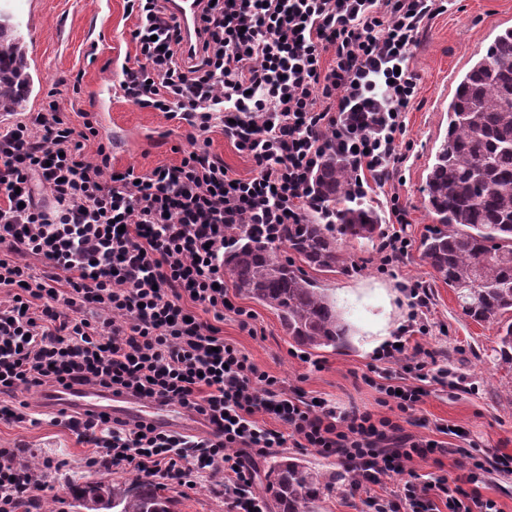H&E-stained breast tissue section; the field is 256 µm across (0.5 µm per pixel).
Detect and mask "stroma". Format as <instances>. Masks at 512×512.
Listing matches in <instances>:
<instances>
[{"label":"stroma","mask_w":512,"mask_h":512,"mask_svg":"<svg viewBox=\"0 0 512 512\" xmlns=\"http://www.w3.org/2000/svg\"><path fill=\"white\" fill-rule=\"evenodd\" d=\"M0 12L10 16L28 54L41 64L42 81L35 85L26 112L39 111L51 94L67 117L97 112L103 139L112 140L115 131L122 134L119 141H112V164L119 170L132 166L147 172L180 161L182 129L164 113L138 109L111 90L116 81L113 59L135 55L129 35L133 22L124 15V0H0ZM509 26L512 0H453L446 12L429 22L413 48L410 66L419 76L418 90L406 114L402 142L409 150L394 186L408 211V256L386 270L377 243L348 241L344 250L350 272L315 275L349 326L347 346L336 351L299 346L272 310L243 296L239 305L254 315L249 328L230 316L221 326L225 342L279 378L285 392L322 398L342 410L355 406L386 416L390 410L379 405L380 394L369 380L376 344L382 333H395L407 319L404 284L424 282L431 289L432 304L427 313L429 332L421 341L437 350L440 364L463 378L468 390L459 394L448 387L435 388L404 428L433 438L437 427L454 426L462 431L457 445L476 444L477 456L489 458L512 456V368L500 364L495 355L498 336L503 325L512 322V312L490 323L467 317L455 294L421 261L420 246L435 226L424 204V187L427 168L448 131V102L459 77ZM78 70L84 74L80 90L57 85L59 75ZM317 361L322 370L314 369ZM0 448L23 449V462L40 466V481L46 486L42 512H75L69 490L74 482L141 480L131 470L86 467L89 445L46 419L36 426L0 419ZM283 453L332 475L316 512H367L361 497L351 494L349 480L341 477L340 466L316 449H273L260 460V472H267L271 459ZM456 461V456L445 455L437 463L413 462L410 472L382 477L375 491L386 495L400 490L414 473L460 475ZM161 488L172 512H225L222 477L205 478L191 487L165 482Z\"/></svg>","instance_id":"1"}]
</instances>
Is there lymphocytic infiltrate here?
<instances>
[{"label": "lymphocytic infiltrate", "instance_id": "1", "mask_svg": "<svg viewBox=\"0 0 512 512\" xmlns=\"http://www.w3.org/2000/svg\"><path fill=\"white\" fill-rule=\"evenodd\" d=\"M167 2L124 0L137 62L118 64V87L137 108L185 127L179 164L115 169L96 113L76 125L53 99L0 128V419L37 424L18 392L96 385L179 406L205 430L59 410L92 447L86 466L182 485L219 474L225 512H266L253 490L257 460L288 444L353 471L369 512H495L477 483L487 467L512 469L509 455L469 456L461 482L436 475L390 496L370 492L383 475L453 451L403 427L451 375L413 339L428 332L421 282L406 286L408 319L377 355L403 372L378 386L392 418L285 393L217 328L228 314L251 318L222 270L236 230L279 244L309 213L334 223L312 189L327 154L349 163L351 201L384 200L398 223L378 246L384 266L407 256V209L385 188L405 160L400 139L418 81L410 52L447 0H197L199 39L189 50ZM218 126L252 161L251 177L211 152ZM38 488L18 449L0 448V512L36 505Z\"/></svg>", "mask_w": 512, "mask_h": 512}]
</instances>
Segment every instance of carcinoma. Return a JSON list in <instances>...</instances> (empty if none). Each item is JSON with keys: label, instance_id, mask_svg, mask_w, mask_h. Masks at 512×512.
<instances>
[{"label": "carcinoma", "instance_id": "1", "mask_svg": "<svg viewBox=\"0 0 512 512\" xmlns=\"http://www.w3.org/2000/svg\"><path fill=\"white\" fill-rule=\"evenodd\" d=\"M23 52L12 25L0 22V112H20L28 92ZM351 172L334 153L315 176L314 189L336 223L290 224L284 245L307 267L345 270L337 236L371 241L383 235L381 217L346 200ZM426 207L436 225L421 244L422 260L454 290L475 321L495 322L512 311V26L461 76L448 103V134L428 168ZM224 272L239 294L273 310L288 335L312 349L346 345V324L326 289L300 268L287 269L276 248L245 231L224 249ZM499 359L512 367V324L499 336ZM276 512H314L324 475L282 455L265 474ZM76 512H171L150 482H96L71 488Z\"/></svg>", "mask_w": 512, "mask_h": 512}]
</instances>
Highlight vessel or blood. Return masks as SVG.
I'll use <instances>...</instances> for the list:
<instances>
[{
  "label": "vessel or blood",
  "mask_w": 512,
  "mask_h": 512,
  "mask_svg": "<svg viewBox=\"0 0 512 512\" xmlns=\"http://www.w3.org/2000/svg\"><path fill=\"white\" fill-rule=\"evenodd\" d=\"M169 8L179 20L185 42L197 36V7L194 0H170ZM41 401L45 409H66L79 412H108L130 422L148 420L166 426H175L183 420L172 406L144 404L132 398L117 396L93 387L80 390H44Z\"/></svg>",
  "instance_id": "vessel-or-blood-1"
}]
</instances>
